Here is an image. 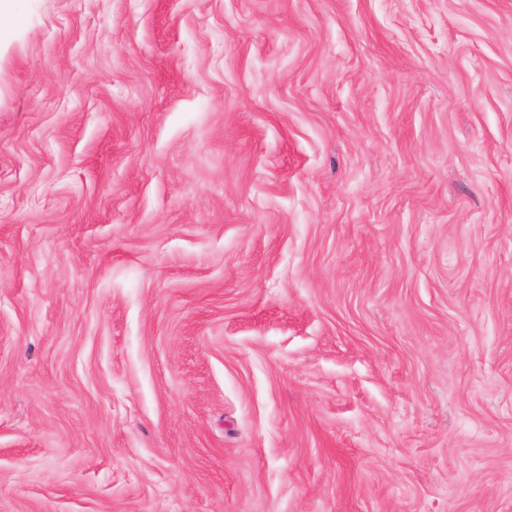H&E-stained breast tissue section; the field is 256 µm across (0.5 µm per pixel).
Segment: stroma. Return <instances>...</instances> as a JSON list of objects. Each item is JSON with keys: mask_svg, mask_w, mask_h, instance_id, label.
I'll list each match as a JSON object with an SVG mask.
<instances>
[{"mask_svg": "<svg viewBox=\"0 0 512 512\" xmlns=\"http://www.w3.org/2000/svg\"><path fill=\"white\" fill-rule=\"evenodd\" d=\"M0 512H512V0H17Z\"/></svg>", "mask_w": 512, "mask_h": 512, "instance_id": "obj_1", "label": "stroma"}]
</instances>
